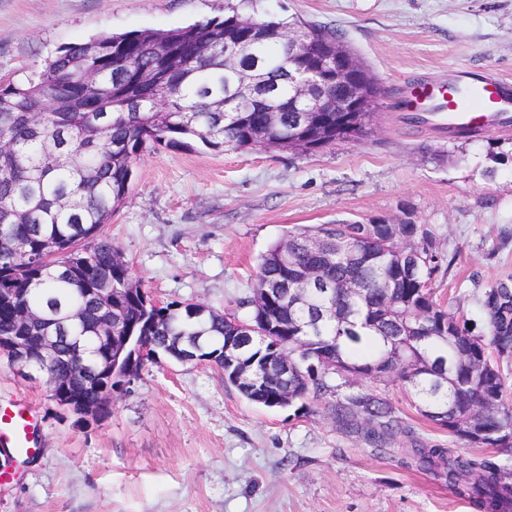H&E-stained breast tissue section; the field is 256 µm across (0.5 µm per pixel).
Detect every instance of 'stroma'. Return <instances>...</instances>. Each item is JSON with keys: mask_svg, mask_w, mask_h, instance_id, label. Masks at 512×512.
Masks as SVG:
<instances>
[{"mask_svg": "<svg viewBox=\"0 0 512 512\" xmlns=\"http://www.w3.org/2000/svg\"><path fill=\"white\" fill-rule=\"evenodd\" d=\"M340 31L385 90L375 131L294 155L202 145L146 152L100 234L151 297L246 318L261 255L296 226L413 216L453 263L437 303L469 318L512 278V129L469 140L406 117L399 89L461 68L512 80V0H0V78L40 70L57 48L173 29L229 8ZM404 426L381 447L339 430L327 399L307 414L248 402L207 364H146L91 427L59 411L45 376L0 359V405L33 404L40 448L0 454V512H473L412 445L496 458L425 420L395 379L357 380Z\"/></svg>", "mask_w": 512, "mask_h": 512, "instance_id": "stroma-1", "label": "stroma"}]
</instances>
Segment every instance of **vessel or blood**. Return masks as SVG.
Wrapping results in <instances>:
<instances>
[{"label": "vessel or blood", "instance_id": "b4317fda", "mask_svg": "<svg viewBox=\"0 0 512 512\" xmlns=\"http://www.w3.org/2000/svg\"><path fill=\"white\" fill-rule=\"evenodd\" d=\"M409 101L428 113L437 129L456 134L512 126V86L468 72H449L444 83L418 82L408 87ZM6 438L18 454L37 451V423L29 405L21 403L0 412V438Z\"/></svg>", "mask_w": 512, "mask_h": 512}]
</instances>
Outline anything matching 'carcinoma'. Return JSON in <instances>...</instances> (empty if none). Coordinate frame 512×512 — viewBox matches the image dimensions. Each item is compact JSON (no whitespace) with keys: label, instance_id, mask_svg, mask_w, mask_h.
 <instances>
[{"label":"carcinoma","instance_id":"1","mask_svg":"<svg viewBox=\"0 0 512 512\" xmlns=\"http://www.w3.org/2000/svg\"><path fill=\"white\" fill-rule=\"evenodd\" d=\"M232 18L195 22L169 30L112 33L59 49L44 67L20 80L0 84V307L23 305L37 312L41 331L57 337V356L33 368L46 375L51 399L58 398L52 377L90 378L105 369L107 350L96 343L102 320L120 335L147 328L153 348L163 354L199 343L209 353H224L231 315L207 310L193 314L182 301L161 309L147 292L128 286L130 268L112 240L100 235L132 189L134 164L149 148H174L198 140L216 151L252 149L262 130L281 151L295 139L313 137L312 152L336 144V113L313 117L307 130L298 112L281 113L266 125L267 113L226 112L224 97L234 75L224 70V26ZM318 41L343 39L341 33L297 21ZM204 41L215 50L192 55ZM173 44L184 59L174 84L145 87L141 71L166 74L169 66L156 51ZM242 70L257 68L268 84L269 104L292 102L293 74L284 47L266 45L242 57ZM97 124L96 140L88 138ZM390 224L338 220L296 227L261 255L253 288H278L288 281V302L274 301L265 311L288 363L271 358L265 346L252 351L262 366L260 385L236 382L249 402L272 406L288 392V406L309 408L327 394L336 425L378 444L400 429L401 421L385 400L370 392H340L350 377L383 381L394 377L416 398L425 417L478 447L512 452V405L506 403V377L491 352L512 350V280L484 292L482 325L438 304L434 280L447 264L437 250H422L407 267L408 240L393 245ZM53 241L60 255L43 244ZM359 289L347 293L345 286ZM88 288H110L120 306H103ZM79 304L84 313L71 317ZM336 357V369L322 365ZM418 467L437 470L448 484L462 486L475 512H512V469L489 458L453 454L447 448H412Z\"/></svg>","mask_w":512,"mask_h":512}]
</instances>
